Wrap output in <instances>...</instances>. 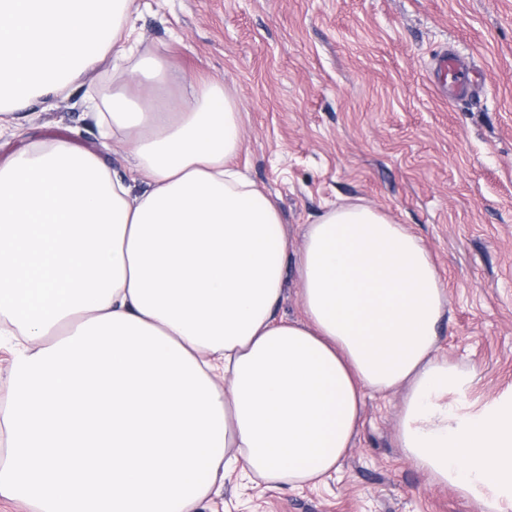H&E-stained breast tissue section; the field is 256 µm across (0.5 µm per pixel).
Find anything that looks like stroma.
<instances>
[{
	"mask_svg": "<svg viewBox=\"0 0 512 512\" xmlns=\"http://www.w3.org/2000/svg\"><path fill=\"white\" fill-rule=\"evenodd\" d=\"M140 53L222 82L239 104L248 177L303 225L364 202L406 225L448 294L439 353L475 368L452 404L477 412L512 396V0H136ZM452 48L478 71L475 98L449 104L427 66ZM71 97L46 98L0 133V163L30 141L64 140L126 167ZM400 394L366 395L336 475L315 487L225 482L198 512H482L432 485L396 438Z\"/></svg>",
	"mask_w": 512,
	"mask_h": 512,
	"instance_id": "1",
	"label": "stroma"
}]
</instances>
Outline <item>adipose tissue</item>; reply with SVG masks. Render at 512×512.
<instances>
[{
	"label": "adipose tissue",
	"instance_id": "ef3b65f1",
	"mask_svg": "<svg viewBox=\"0 0 512 512\" xmlns=\"http://www.w3.org/2000/svg\"><path fill=\"white\" fill-rule=\"evenodd\" d=\"M135 0H0V119L112 64L84 108L127 172L56 141L0 164V334L22 336L0 402V494L38 512H192L231 475L294 488L338 471L366 393H401L402 453L483 512H512V398L449 396L448 297L419 237L336 205L292 248L233 165L223 85L135 55ZM180 95L146 111L163 80ZM303 315L276 317L287 265Z\"/></svg>",
	"mask_w": 512,
	"mask_h": 512
}]
</instances>
